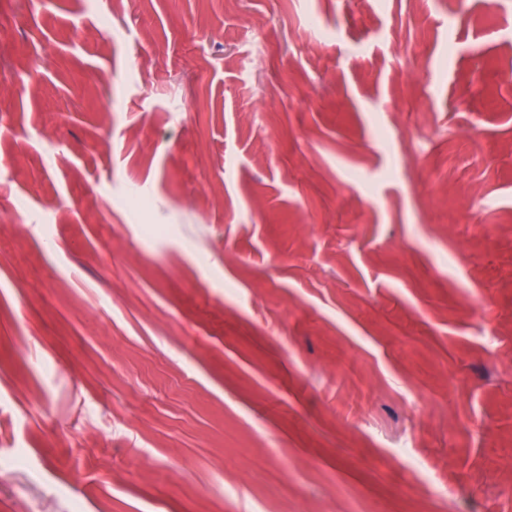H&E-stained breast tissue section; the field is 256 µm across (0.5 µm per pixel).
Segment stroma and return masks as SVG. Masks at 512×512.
<instances>
[{
    "label": "stroma",
    "instance_id": "obj_1",
    "mask_svg": "<svg viewBox=\"0 0 512 512\" xmlns=\"http://www.w3.org/2000/svg\"><path fill=\"white\" fill-rule=\"evenodd\" d=\"M0 77V512H512V0H0Z\"/></svg>",
    "mask_w": 512,
    "mask_h": 512
}]
</instances>
